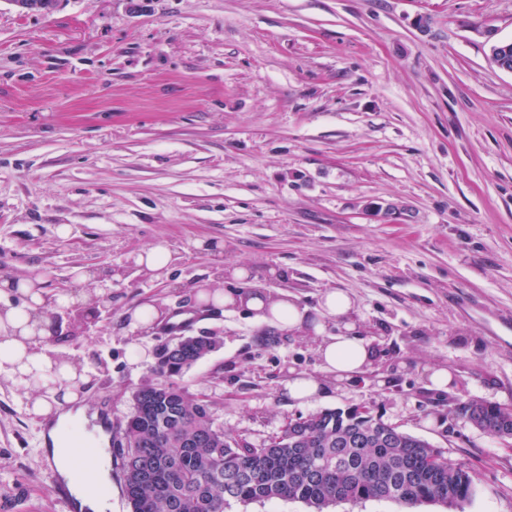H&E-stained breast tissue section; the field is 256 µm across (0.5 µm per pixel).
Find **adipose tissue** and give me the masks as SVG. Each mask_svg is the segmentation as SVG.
<instances>
[{"label": "adipose tissue", "instance_id": "obj_1", "mask_svg": "<svg viewBox=\"0 0 512 512\" xmlns=\"http://www.w3.org/2000/svg\"><path fill=\"white\" fill-rule=\"evenodd\" d=\"M20 294V306L6 307L0 314V328L9 327L10 332L0 337V374L24 382L26 375L42 377L45 390L31 400L28 410L38 417H54L49 432L55 443L51 454L59 472L69 482V488L76 498L79 512H105L106 499L88 492L74 480L71 454L58 444L56 437L60 428L70 424L74 415L72 405L85 402L83 391L71 387L70 381L78 372L70 365H62L60 372L68 379V386L58 385L47 371L52 362L49 357L34 352L36 340H51L56 336L48 316L54 305L74 304L70 294H59L48 298L45 289L33 287L30 281H14L7 276L0 277V298ZM197 301L201 305L212 304L233 312L244 311L257 324L273 327L290 333L303 332L319 338V355L322 370L331 375L337 383H351L369 368L375 357L374 351L363 339L355 336L356 324L352 319V301L342 292H326L319 308L302 306L296 297L287 293L272 294L262 288H240L218 291L208 284H200ZM342 324L344 331L335 336L325 333L327 321Z\"/></svg>", "mask_w": 512, "mask_h": 512}]
</instances>
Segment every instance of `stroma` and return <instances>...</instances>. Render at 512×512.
<instances>
[{"instance_id":"35a3bbf8","label":"stroma","mask_w":512,"mask_h":512,"mask_svg":"<svg viewBox=\"0 0 512 512\" xmlns=\"http://www.w3.org/2000/svg\"><path fill=\"white\" fill-rule=\"evenodd\" d=\"M512 0H0V264L15 277L109 270L158 245L180 260L128 270L112 321L50 341L89 367L86 404L132 410L155 353L222 345L179 382L227 436L260 446L288 421L370 408L472 470L463 512H512V439L451 416L512 406ZM222 248L221 257L203 243ZM316 306L347 293L376 363L328 399L296 402L285 368L320 376L316 341L198 304L209 280ZM173 320L143 334L129 311ZM445 367L448 390L426 370ZM32 390L0 380V512H63L42 473Z\"/></svg>"}]
</instances>
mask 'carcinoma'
Listing matches in <instances>:
<instances>
[{
    "label": "carcinoma",
    "mask_w": 512,
    "mask_h": 512,
    "mask_svg": "<svg viewBox=\"0 0 512 512\" xmlns=\"http://www.w3.org/2000/svg\"><path fill=\"white\" fill-rule=\"evenodd\" d=\"M493 60L512 70V42L492 47ZM205 339H190L181 355L163 347L154 373L136 390L135 410L112 432L123 451V492L130 512H224L230 502L298 501L326 512L342 501L435 503L443 494L457 508L476 496V477L450 467L431 443L357 410L323 409L288 423L258 448L229 440L212 410L174 381L195 361ZM457 417L496 437L503 406L460 403Z\"/></svg>",
    "instance_id": "cac0c4a2"
}]
</instances>
